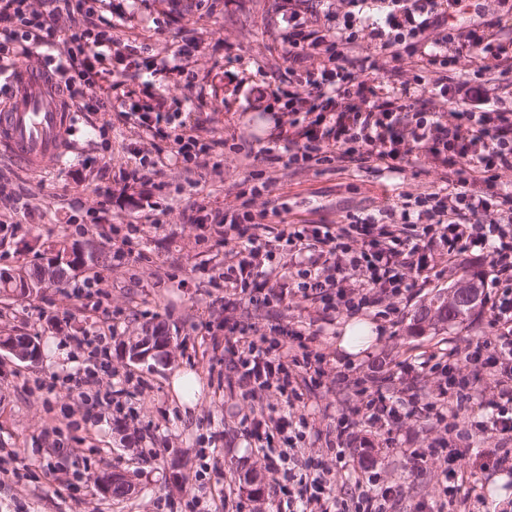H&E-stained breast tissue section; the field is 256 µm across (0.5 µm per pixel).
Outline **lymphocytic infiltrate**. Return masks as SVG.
Instances as JSON below:
<instances>
[{"instance_id":"lymphocytic-infiltrate-1","label":"lymphocytic infiltrate","mask_w":512,"mask_h":512,"mask_svg":"<svg viewBox=\"0 0 512 512\" xmlns=\"http://www.w3.org/2000/svg\"><path fill=\"white\" fill-rule=\"evenodd\" d=\"M511 1L495 0V7L452 24L449 10L459 0H382L384 12L374 20L362 14L365 0H331L328 15L336 26L324 33L306 24L310 0H287L282 41L289 59L303 70L283 94L288 123L261 154L275 160L287 151L289 163L302 169L373 161L393 171L426 158L446 172L439 191L375 215L351 217L346 225L287 224L271 230L267 218L281 212L253 211L261 193L255 186L238 191L239 209L206 215L222 242L240 244L236 261L218 272L224 331L233 338L227 382L249 396L273 386L285 397L283 406L243 424L268 469L281 474L279 491L288 512H394L396 487L381 483L375 473L357 475L351 462L357 415L389 433L418 413L446 423L445 445L406 448L402 454L421 472L429 458L443 457L441 505L454 512L466 505L460 497L467 481L462 461L473 446V426L459 412L463 403L492 391V413L480 427L500 439L493 468H512V184L501 180L502 173L512 172V103L490 94L492 85L512 74V38H503L499 13ZM100 2L0 0V77L8 75L7 61L17 51H39L50 63L60 46L59 72L71 106L79 112L111 110V87L95 98L86 96L87 86L100 79L96 62L113 45L111 24L100 20ZM462 56L469 59L472 78L454 70ZM311 57L320 59L318 68L304 67ZM403 59L410 60L411 70L398 68ZM125 118L139 134L171 139L176 160L187 168L200 166L219 145L196 134L190 116L165 111L158 99L132 106ZM285 250L297 259V271L275 265ZM477 251L489 257L492 268L489 335L417 364L400 362L396 373L376 378L375 390L360 389L353 417L336 423L337 474L353 484L347 497L332 495L326 473L300 464L293 446L309 428L306 418L292 413L302 399L294 380L298 369L322 362L313 348L317 335L282 327L268 346L259 345L235 317L243 294L261 293V281L275 279L282 286L262 293L264 304L298 294L315 305L322 323L377 307L396 315L400 302L420 294L435 254L454 262ZM463 363L471 366V377H458ZM431 375L437 382L429 391L424 383Z\"/></svg>"}]
</instances>
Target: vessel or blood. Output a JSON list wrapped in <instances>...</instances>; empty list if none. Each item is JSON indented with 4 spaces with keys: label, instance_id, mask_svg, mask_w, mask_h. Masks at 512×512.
Listing matches in <instances>:
<instances>
[{
    "label": "vessel or blood",
    "instance_id": "obj_1",
    "mask_svg": "<svg viewBox=\"0 0 512 512\" xmlns=\"http://www.w3.org/2000/svg\"><path fill=\"white\" fill-rule=\"evenodd\" d=\"M12 91L9 104L0 107V152L36 170L62 155L69 114L56 76L46 68L17 66Z\"/></svg>",
    "mask_w": 512,
    "mask_h": 512
}]
</instances>
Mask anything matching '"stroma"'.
Returning a JSON list of instances; mask_svg holds the SVG:
<instances>
[{
	"label": "stroma",
	"mask_w": 512,
	"mask_h": 512,
	"mask_svg": "<svg viewBox=\"0 0 512 512\" xmlns=\"http://www.w3.org/2000/svg\"><path fill=\"white\" fill-rule=\"evenodd\" d=\"M283 5L284 0H112L113 38L140 48L142 59L168 63L166 70L153 71L109 62L112 98L130 105L164 95L167 110L191 113L203 137L223 138V147L195 173L173 160L170 140L135 136L116 111L75 113L63 160L48 161L39 172L0 156V210L12 195L34 210L0 256V269L46 264L63 240L107 257L100 268L104 280L90 296L73 293L89 274L85 268L30 296L0 295V335L34 336L43 354L32 366L0 353V512H285L276 474L241 425L243 416L281 405L282 398L273 389L245 397L224 379V290L213 279L214 265L234 259L238 246L219 243L215 232L191 218L202 209L235 208L240 184L252 177L268 183L264 198L286 208L287 222L342 224L347 215L372 214L397 202L400 194L438 191L445 174L425 160L391 172L373 162L309 170L263 159L261 147L286 116L275 103L266 111L253 108L251 90L264 86L277 95L288 86V49L278 30ZM188 41L198 44V52L179 56ZM140 153L157 161V170L147 181L125 185L118 175ZM105 168L107 181L100 178ZM129 225L139 228L144 258L114 256L118 242L112 229ZM465 270L490 290L488 258L452 268L447 257H436L420 295L398 318L375 316L377 340L358 354L348 357L337 347L349 316L322 327L316 342L324 357L320 384L305 390L294 408L322 433L302 442L304 459L322 469L336 467L328 442L336 437L337 419L358 401L353 389L337 386V368L351 365L356 378L385 374L400 361L420 362L488 334L485 306L441 330L412 328L416 312L448 294ZM303 306L298 296L269 307L245 301L237 317L269 337L278 325L305 327ZM63 317L69 332L106 333L108 357L91 387L125 389L130 409L120 412L106 401L84 398L76 381L89 351L57 332L56 321ZM148 325L168 336L167 359L129 360L122 343L143 336ZM184 372L197 382L189 396L173 387ZM354 434L355 461L397 486L400 512L441 500L440 462L419 473L387 448L385 432L360 422ZM476 441L464 461L473 476L461 494L485 497L490 512H501L512 502V480L504 498H492L499 475L480 469L499 438L480 432ZM248 470L263 478L261 495L243 482ZM112 471L127 473L136 485L120 502L97 487L99 476Z\"/></svg>",
	"instance_id": "35a3bbf8"
}]
</instances>
